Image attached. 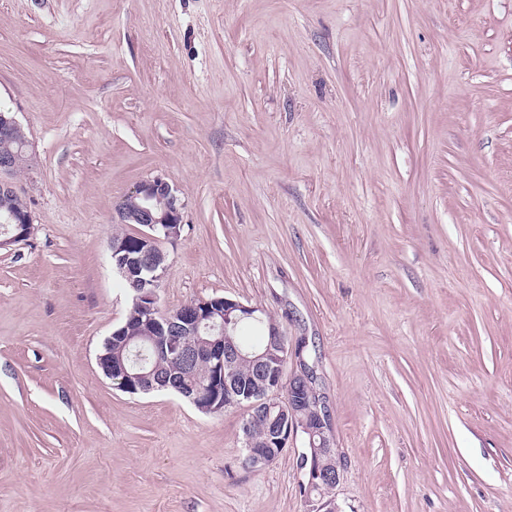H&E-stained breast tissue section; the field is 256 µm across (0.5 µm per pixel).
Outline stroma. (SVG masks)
Here are the masks:
<instances>
[{"mask_svg":"<svg viewBox=\"0 0 512 512\" xmlns=\"http://www.w3.org/2000/svg\"><path fill=\"white\" fill-rule=\"evenodd\" d=\"M29 241L0 251V512H307L247 406L96 363L109 240L165 178L161 309L262 308L306 341L342 512H512V0H0Z\"/></svg>","mask_w":512,"mask_h":512,"instance_id":"obj_1","label":"stroma"}]
</instances>
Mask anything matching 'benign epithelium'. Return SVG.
<instances>
[{"label": "benign epithelium", "mask_w": 512, "mask_h": 512, "mask_svg": "<svg viewBox=\"0 0 512 512\" xmlns=\"http://www.w3.org/2000/svg\"><path fill=\"white\" fill-rule=\"evenodd\" d=\"M0 137L26 140L22 127L14 116L0 113ZM22 157L17 153H0V191L12 192L13 177L22 168ZM136 203L118 209L119 224H138L141 229L128 238L112 239L111 257L118 270L127 277H135L139 287L132 297L134 306L146 313L142 336L129 338V328L121 325L111 336L123 338L125 345L145 343L157 353L171 357L181 370L164 371L158 366L149 369L127 365L120 357L112 356V345H107L97 357L103 374L118 388L131 394L150 393L158 389L173 391L203 413L247 405L250 413L243 425L246 461L252 466H266L275 462L298 436L306 441L301 452L303 480L301 488L309 503V512H340L333 490L341 482L342 464L330 439V414L324 402L315 398L305 411L297 397L300 385L315 384V374L308 361L294 360L296 369L285 375L288 361L287 338L276 322H269L267 343L263 351L249 352L236 345L229 334L230 316H256L259 308L246 306L225 297L201 299L177 308L163 311L158 306V289L167 269V255L161 242L174 241L183 229L185 204L177 190L159 176L140 181L130 192ZM167 205L160 211L155 202ZM33 231L31 213H9L0 216V249L30 239ZM206 333L212 340L200 347L183 343L186 336ZM251 363L252 383L239 380L236 367L239 362ZM206 366L209 375L204 380L194 378V371ZM288 384V394L281 395L282 384ZM264 415L268 429L263 439L250 433V425L258 415Z\"/></svg>", "instance_id": "obj_1"}]
</instances>
